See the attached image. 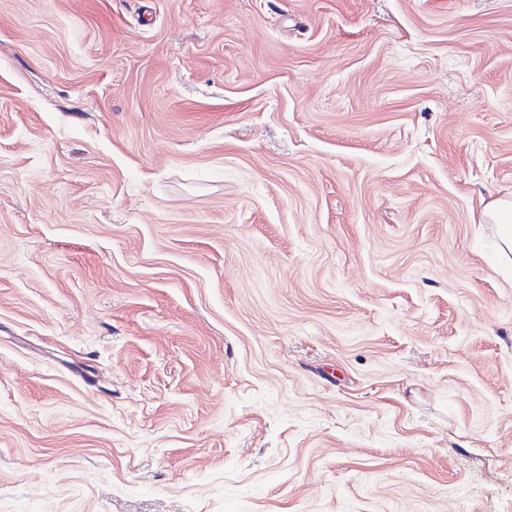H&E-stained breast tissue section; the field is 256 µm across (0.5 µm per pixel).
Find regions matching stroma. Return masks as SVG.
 <instances>
[{"instance_id":"35a3bbf8","label":"stroma","mask_w":512,"mask_h":512,"mask_svg":"<svg viewBox=\"0 0 512 512\" xmlns=\"http://www.w3.org/2000/svg\"><path fill=\"white\" fill-rule=\"evenodd\" d=\"M512 0H0V512H512ZM485 215L496 224L501 252L509 258L512 254V199L500 197L492 201Z\"/></svg>"}]
</instances>
